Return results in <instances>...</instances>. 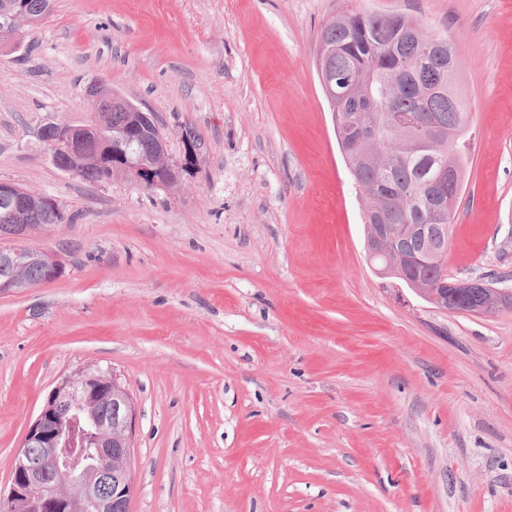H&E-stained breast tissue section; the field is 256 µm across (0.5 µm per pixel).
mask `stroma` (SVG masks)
<instances>
[{"instance_id":"35a3bbf8","label":"stroma","mask_w":512,"mask_h":512,"mask_svg":"<svg viewBox=\"0 0 512 512\" xmlns=\"http://www.w3.org/2000/svg\"><path fill=\"white\" fill-rule=\"evenodd\" d=\"M457 48L469 156L448 273L512 287V0H55L0 46V179L69 224L61 275L0 293V486L48 392L111 367L137 403L128 512H512V309L443 311L380 277L316 67L343 9ZM105 78L154 113L169 187L93 183L39 137Z\"/></svg>"}]
</instances>
